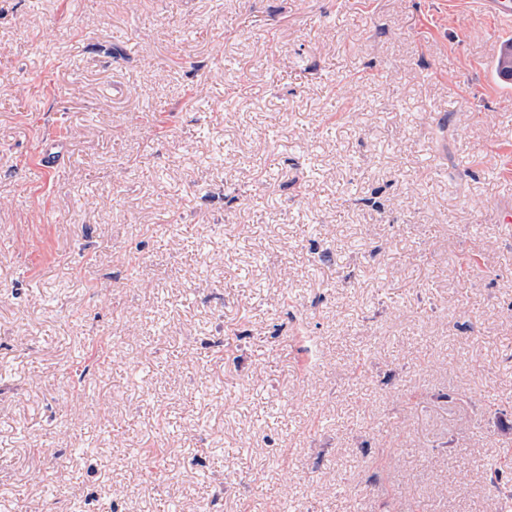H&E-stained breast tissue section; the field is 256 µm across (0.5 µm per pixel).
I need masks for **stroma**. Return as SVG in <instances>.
<instances>
[{"mask_svg":"<svg viewBox=\"0 0 512 512\" xmlns=\"http://www.w3.org/2000/svg\"><path fill=\"white\" fill-rule=\"evenodd\" d=\"M500 47L471 0H0V512H512Z\"/></svg>","mask_w":512,"mask_h":512,"instance_id":"obj_1","label":"stroma"}]
</instances>
